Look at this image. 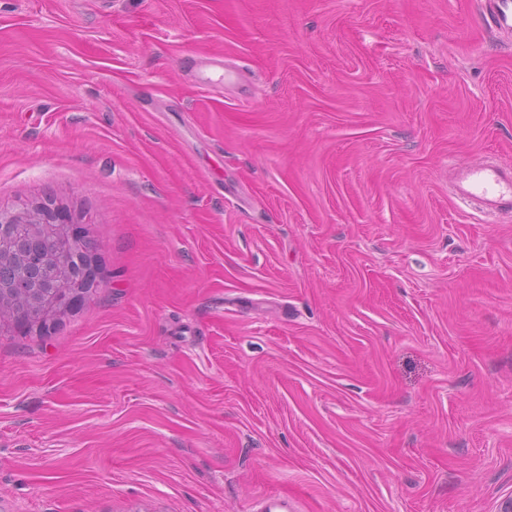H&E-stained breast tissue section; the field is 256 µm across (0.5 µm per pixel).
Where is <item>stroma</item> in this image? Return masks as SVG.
<instances>
[{"label":"stroma","instance_id":"stroma-1","mask_svg":"<svg viewBox=\"0 0 512 512\" xmlns=\"http://www.w3.org/2000/svg\"><path fill=\"white\" fill-rule=\"evenodd\" d=\"M488 157L476 0H0V208L99 268L0 323V512H499L512 216L448 172ZM28 226L31 235L39 238L52 230L60 234L55 237V247L45 257L34 254L32 261L41 264L48 275L47 283L39 288H33L29 301L34 305H40L48 314L37 321L15 320V317L5 316L4 309L9 298V286L0 281V321L11 320L22 328L45 329L49 316L54 313L71 308L78 301L86 297L92 288L97 285V268L89 254L82 247L83 238L79 227L73 222L70 215L56 209L52 204L45 203L35 207H23L15 211H4L0 208V243L2 232L6 228L16 225ZM76 265L71 269V260ZM10 270L11 277L6 279L12 285L14 296L26 295L33 287L34 281L46 277L44 271L37 266H27L26 274H16V264H4ZM69 272V280L64 285L57 284L56 280L63 271Z\"/></svg>","mask_w":512,"mask_h":512}]
</instances>
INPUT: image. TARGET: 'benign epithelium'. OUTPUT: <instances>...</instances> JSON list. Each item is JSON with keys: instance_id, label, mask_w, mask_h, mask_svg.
Wrapping results in <instances>:
<instances>
[{"instance_id": "1", "label": "benign epithelium", "mask_w": 512, "mask_h": 512, "mask_svg": "<svg viewBox=\"0 0 512 512\" xmlns=\"http://www.w3.org/2000/svg\"><path fill=\"white\" fill-rule=\"evenodd\" d=\"M16 224L28 226L35 238L52 231L57 232L55 247L47 256H32L34 263L42 265L48 281L32 289L29 301L42 306L47 316L37 321H16V325L22 328L36 326L44 329L48 316L71 308L97 285V268L89 252L82 247L83 238L77 224L70 215L53 205L45 203L15 211L0 209V233Z\"/></svg>"}]
</instances>
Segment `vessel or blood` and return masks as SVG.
Listing matches in <instances>:
<instances>
[{
  "instance_id": "1",
  "label": "vessel or blood",
  "mask_w": 512,
  "mask_h": 512,
  "mask_svg": "<svg viewBox=\"0 0 512 512\" xmlns=\"http://www.w3.org/2000/svg\"><path fill=\"white\" fill-rule=\"evenodd\" d=\"M489 26L512 34V0H483ZM452 194L487 214H512V166L474 162L457 168Z\"/></svg>"
}]
</instances>
